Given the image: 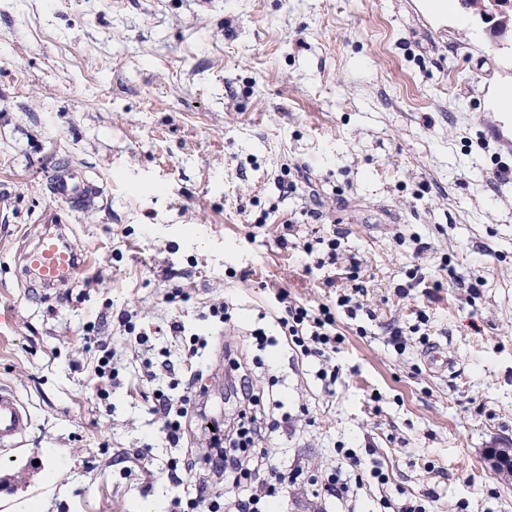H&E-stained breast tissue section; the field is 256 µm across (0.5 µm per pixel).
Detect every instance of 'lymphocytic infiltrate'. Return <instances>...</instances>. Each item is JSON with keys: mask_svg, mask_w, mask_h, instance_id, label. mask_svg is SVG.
Here are the masks:
<instances>
[{"mask_svg": "<svg viewBox=\"0 0 512 512\" xmlns=\"http://www.w3.org/2000/svg\"><path fill=\"white\" fill-rule=\"evenodd\" d=\"M285 312V317L280 318L279 323L285 335L299 347L302 356L331 360L341 339L333 330L335 320L330 309L322 307L313 313L306 307L290 304ZM239 391L241 404L236 424L227 430L219 427L214 429L211 436L214 450L204 458L207 471L223 476L224 489L215 492L208 484H200L195 494L185 499L180 512H263L264 500L282 493L297 478L296 472L285 473L270 465L268 450L260 446L265 433L287 427L288 416L276 419L258 415L251 382L241 381ZM155 398L165 439L170 446H179L192 413L191 404L186 400H173L161 391L156 393ZM225 441L242 448L256 449V457L268 465L269 480L261 485L244 487V479L251 476L252 459L224 453L221 444Z\"/></svg>", "mask_w": 512, "mask_h": 512, "instance_id": "1", "label": "lymphocytic infiltrate"}]
</instances>
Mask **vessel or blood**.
Instances as JSON below:
<instances>
[{"label": "vessel or blood", "mask_w": 512, "mask_h": 512, "mask_svg": "<svg viewBox=\"0 0 512 512\" xmlns=\"http://www.w3.org/2000/svg\"><path fill=\"white\" fill-rule=\"evenodd\" d=\"M53 208L47 209L41 221L61 223L62 212L83 213L93 209L103 197V190L82 172L58 166L50 179ZM24 271L32 288H53L76 278L80 254L62 232L44 233L36 247L24 256ZM32 425L30 412L13 389L0 386V450L19 446Z\"/></svg>", "instance_id": "1"}]
</instances>
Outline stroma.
Segmentation results:
<instances>
[{"label": "stroma", "instance_id": "stroma-1", "mask_svg": "<svg viewBox=\"0 0 512 512\" xmlns=\"http://www.w3.org/2000/svg\"><path fill=\"white\" fill-rule=\"evenodd\" d=\"M501 89L512 38L459 8L431 18L422 0H0V385L32 415L0 455V512H175L200 480L218 486L200 462L209 425L238 412L229 349L261 407L293 420L264 440L276 466L303 470L276 512L419 498L428 512H512V479L485 458L512 448V181L493 177L512 168V132L489 106ZM57 161L104 200L65 217L90 257L82 275L39 295L22 256L45 230ZM176 286L188 299L167 304ZM283 289L334 307L335 385L283 340ZM343 292L357 318L337 309ZM222 301L224 323L210 314ZM256 328L277 346L258 350ZM195 337L208 345L193 357ZM103 343L117 372L104 392ZM433 344L451 371L426 368ZM159 389L194 410L176 448L151 411ZM334 473L360 478L353 504L318 499Z\"/></svg>", "mask_w": 512, "mask_h": 512}]
</instances>
